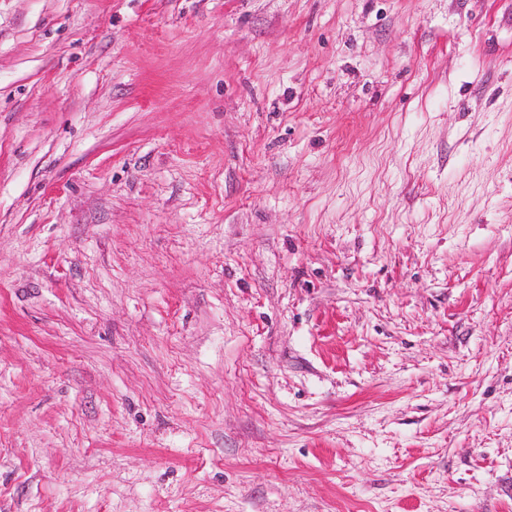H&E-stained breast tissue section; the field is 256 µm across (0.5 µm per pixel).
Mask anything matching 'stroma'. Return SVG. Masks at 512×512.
Returning a JSON list of instances; mask_svg holds the SVG:
<instances>
[{
	"label": "stroma",
	"mask_w": 512,
	"mask_h": 512,
	"mask_svg": "<svg viewBox=\"0 0 512 512\" xmlns=\"http://www.w3.org/2000/svg\"><path fill=\"white\" fill-rule=\"evenodd\" d=\"M0 512H512V0H0Z\"/></svg>",
	"instance_id": "stroma-1"
}]
</instances>
